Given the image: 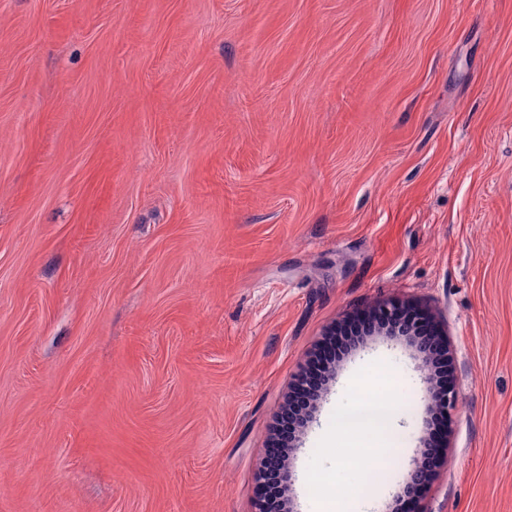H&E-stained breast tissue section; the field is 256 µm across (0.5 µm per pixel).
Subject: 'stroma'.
Instances as JSON below:
<instances>
[{
  "mask_svg": "<svg viewBox=\"0 0 512 512\" xmlns=\"http://www.w3.org/2000/svg\"><path fill=\"white\" fill-rule=\"evenodd\" d=\"M406 304L457 405L414 512H512V0H0V512H258L272 426L346 316ZM404 402L381 490L338 406ZM408 337L331 368L288 465L395 512Z\"/></svg>",
  "mask_w": 512,
  "mask_h": 512,
  "instance_id": "35a3bbf8",
  "label": "stroma"
}]
</instances>
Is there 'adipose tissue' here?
Listing matches in <instances>:
<instances>
[{
  "mask_svg": "<svg viewBox=\"0 0 512 512\" xmlns=\"http://www.w3.org/2000/svg\"><path fill=\"white\" fill-rule=\"evenodd\" d=\"M397 413L395 394L382 396L380 403L357 397L337 409V418L346 422L339 434L326 438L328 447L334 448L339 467L351 466L353 460L361 462L380 460L387 452L386 433L392 431Z\"/></svg>",
  "mask_w": 512,
  "mask_h": 512,
  "instance_id": "ef3b65f1",
  "label": "adipose tissue"
}]
</instances>
